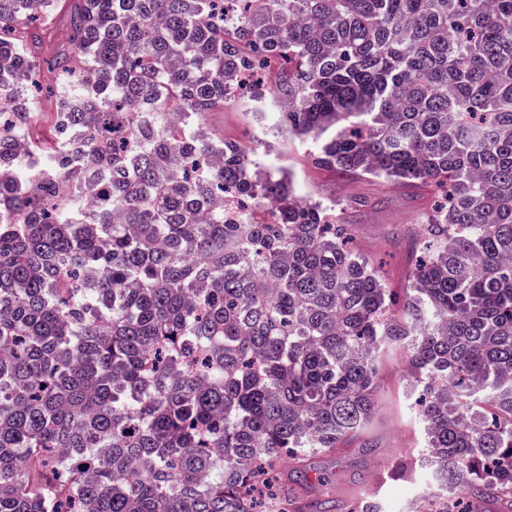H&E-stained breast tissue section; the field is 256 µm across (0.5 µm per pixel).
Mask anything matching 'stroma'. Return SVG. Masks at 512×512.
Returning a JSON list of instances; mask_svg holds the SVG:
<instances>
[{
	"label": "stroma",
	"mask_w": 512,
	"mask_h": 512,
	"mask_svg": "<svg viewBox=\"0 0 512 512\" xmlns=\"http://www.w3.org/2000/svg\"><path fill=\"white\" fill-rule=\"evenodd\" d=\"M203 127L214 136L246 145L258 137H272L270 160L293 172L301 196L345 203L343 219L351 225L358 248L376 263L387 287L403 294L432 189L372 177L349 178L316 165L310 145L285 134L271 135L269 122L247 118L241 105L207 113ZM379 380L378 412L365 430L371 450L353 444L315 457L312 465L329 476L326 491L330 497L347 502L366 494L379 503L382 512H409L413 503L435 493L436 486L417 462L425 438L415 413V396L408 388L403 349L385 350ZM396 458L406 464L399 474L388 469Z\"/></svg>",
	"instance_id": "obj_1"
}]
</instances>
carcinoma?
<instances>
[{"instance_id": "cac0c4a2", "label": "carcinoma", "mask_w": 512, "mask_h": 512, "mask_svg": "<svg viewBox=\"0 0 512 512\" xmlns=\"http://www.w3.org/2000/svg\"><path fill=\"white\" fill-rule=\"evenodd\" d=\"M273 60L315 164L445 190L401 306L336 202L203 131ZM2 100L0 512H304L391 345L442 486L416 512L512 509V0H0ZM66 22L63 16L59 18L57 21L56 26L54 27V34L52 36H47L45 39H43L41 46L38 49V52L40 53L41 60H43V69L46 71V69L49 67V63L53 57L54 54V48L55 46L64 40V33L66 29Z\"/></svg>"}]
</instances>
